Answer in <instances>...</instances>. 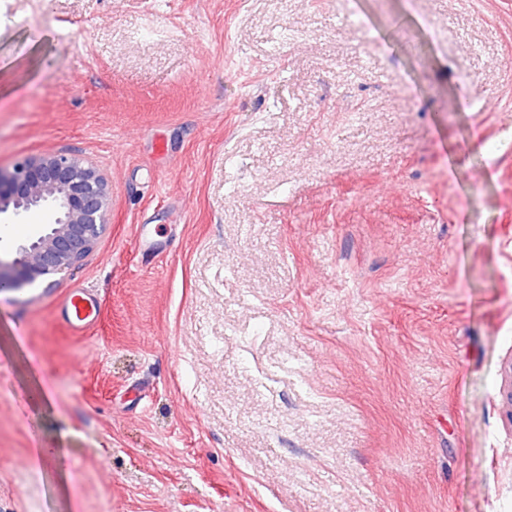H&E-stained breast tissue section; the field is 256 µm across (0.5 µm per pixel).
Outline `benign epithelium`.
Returning a JSON list of instances; mask_svg holds the SVG:
<instances>
[{"mask_svg": "<svg viewBox=\"0 0 512 512\" xmlns=\"http://www.w3.org/2000/svg\"><path fill=\"white\" fill-rule=\"evenodd\" d=\"M107 180L75 156L54 154L0 168V217L49 210L53 220L39 235L0 258V292L20 291L83 261L110 226Z\"/></svg>", "mask_w": 512, "mask_h": 512, "instance_id": "obj_1", "label": "benign epithelium"}]
</instances>
